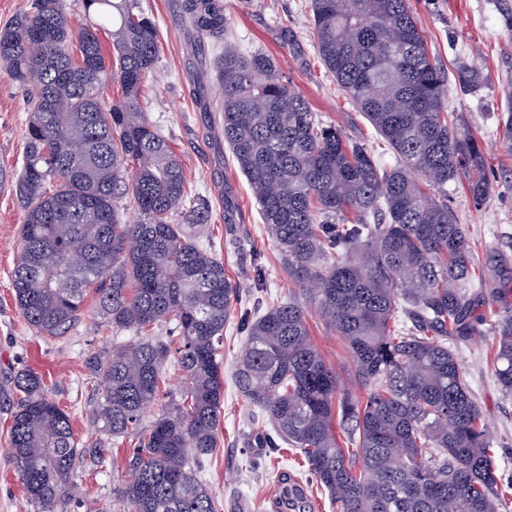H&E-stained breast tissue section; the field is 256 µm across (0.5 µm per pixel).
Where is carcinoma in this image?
<instances>
[{
    "label": "carcinoma",
    "mask_w": 512,
    "mask_h": 512,
    "mask_svg": "<svg viewBox=\"0 0 512 512\" xmlns=\"http://www.w3.org/2000/svg\"><path fill=\"white\" fill-rule=\"evenodd\" d=\"M84 9L76 28L65 0H31L0 28V66L31 99L15 301L36 332L54 336L92 293L105 325L138 336L87 362L100 386L98 453L109 438H134L123 512H217L195 464L217 447L220 349L243 285L204 245L208 205L188 195L180 158L141 101L158 59L155 21L130 0H84ZM182 12L195 34L224 41L213 124L292 284L287 300L244 316L234 368L240 394L270 425L263 443L297 450L336 512H499L489 428L448 337L483 335L479 303L498 305L492 374L512 395V257L492 255L493 274L476 277L466 225L440 198L460 185L481 206L487 158L447 110L449 76L408 0H309L320 61L395 155L391 166L322 122L270 55L241 52L221 0H183ZM451 77L463 93L484 82L471 66ZM112 81L121 96L107 102L100 90ZM501 111L500 148L512 157V94ZM123 197L133 222L117 206ZM180 210L187 223H170ZM311 311L345 342L363 396L313 343ZM163 323L172 335L150 338ZM172 357L176 396L162 389ZM1 411L28 503L55 512L83 456L70 414L29 368L0 385Z\"/></svg>",
    "instance_id": "carcinoma-1"
}]
</instances>
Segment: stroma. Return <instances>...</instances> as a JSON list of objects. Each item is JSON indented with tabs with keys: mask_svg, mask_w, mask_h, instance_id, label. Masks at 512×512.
Instances as JSON below:
<instances>
[{
	"mask_svg": "<svg viewBox=\"0 0 512 512\" xmlns=\"http://www.w3.org/2000/svg\"><path fill=\"white\" fill-rule=\"evenodd\" d=\"M231 21L232 39L244 51L271 54L282 79L303 94L314 112L340 126L345 134L373 149L381 142L367 120L321 66L310 37L308 0H223ZM431 54L445 68L462 62L485 76L479 91L449 88V111L462 114L487 150L491 186L481 207H474L458 186L448 189V205L466 224L476 259L477 275L488 276V255H512V157L495 142L502 134L500 103L512 90V29L505 19L512 0H409ZM180 0H134L137 10L152 17L158 28L159 59L142 90V102L161 133L169 139L183 167L189 195L209 205L208 234L231 278L247 283L249 256L257 254L266 270L261 288L248 287L245 309L270 306L288 296V278L281 256L263 232L260 214L247 179L239 171L223 140L209 128L193 94L197 48L179 9ZM296 45H289V38ZM29 116L28 93L0 70V379L28 367L42 375L49 397L71 413L74 433L84 445L85 460L75 477L77 494L59 503L56 512H122L120 491L128 479L126 458L134 444L125 437L108 442L103 457L90 447L89 416L98 395L87 371L89 358L111 348L129 333L115 335L104 327L94 303L55 336L37 333L22 317L14 300L12 272L19 251L23 211L15 193V177L25 154ZM232 189L240 223L229 231L224 222V191ZM312 338L342 383H349L353 366L343 340L310 316ZM244 339L239 321L224 330V420L216 450L196 465L198 478L212 491L217 512H274L281 478L300 479L311 512H336L327 494L306 473L295 450L273 453L260 440L268 425L260 411L238 392L231 373ZM459 358L463 378L490 425V436L502 480L512 479V397H505L491 371L493 351L484 336L449 338ZM8 422L0 414V512H32L14 464L6 453Z\"/></svg>",
	"mask_w": 512,
	"mask_h": 512,
	"instance_id": "1",
	"label": "stroma"
}]
</instances>
